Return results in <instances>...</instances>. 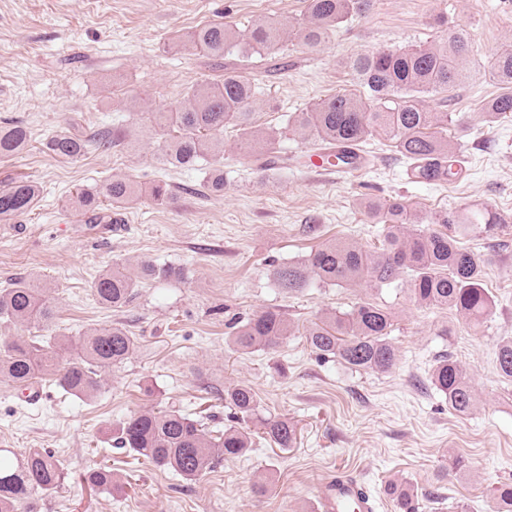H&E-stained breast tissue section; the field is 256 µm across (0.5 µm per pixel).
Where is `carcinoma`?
<instances>
[{
	"label": "carcinoma",
	"instance_id": "1",
	"mask_svg": "<svg viewBox=\"0 0 512 512\" xmlns=\"http://www.w3.org/2000/svg\"><path fill=\"white\" fill-rule=\"evenodd\" d=\"M372 0H306L301 17L291 32L310 54L324 50L339 25L367 13ZM286 33L282 21L269 17L241 32L222 22L195 30L188 49L212 57L237 52L243 57L268 54ZM475 47L462 28L450 30L427 46L397 50L357 52L345 68L366 90L361 96L342 92L325 97L309 108L288 116L285 129L323 150L322 160L344 168L361 164V143L382 135L408 162L407 173L423 183L452 184L462 178V168L451 143L448 125L451 113L428 105L441 91L465 82ZM489 75L505 92L482 105L488 123L512 118V40L499 46ZM258 100L256 84L231 71L223 78L201 80L166 112H153L146 135L162 139L157 161L170 169L203 170L205 186L212 194H224V168L212 162L210 150L224 142V131L239 132L247 156L261 168L275 153L277 135L263 134L252 122ZM127 142L135 148L139 140H126L110 130L62 131L44 142L54 155L77 160L96 148L109 149ZM28 126H0V157L22 153L31 146ZM41 194L38 182L19 178L0 187V219L28 214ZM142 198L141 186L126 177H114L90 188L76 190L74 211L97 224L112 223V207L130 205ZM367 216L384 224L381 248L370 253L347 238L321 245L305 259L273 269L272 280L280 291L300 292L315 282L322 285L347 283L375 288L399 279L411 298L422 307L448 308L474 324L493 309V299L482 287V265L471 252L460 247L457 234L478 225L464 213L440 210L427 217L444 230L408 229L419 220L397 201L366 205ZM181 272L142 260L135 272L115 267L99 274L91 291L99 305L117 310L127 307L144 281L175 279ZM0 318L37 329L28 338H6L0 342V381L17 389L32 385L43 376L52 377L67 393L89 399L103 388V375L126 361L136 339L119 324L94 328L84 335L57 336L56 313L49 302L47 285L37 276L20 279L0 289ZM394 325L392 314L370 302L313 321L303 336L312 352L336 358L350 370L385 373L398 360L397 348L388 336ZM292 334L291 322L281 312L264 310L232 326L228 345L251 353L272 349ZM496 368L501 378L512 382V339L498 344ZM431 385L448 401V410L468 415L478 395L462 365L450 354L439 357L429 374ZM224 404L240 421L211 434L201 421L179 410L137 412L119 422L113 443L138 460L159 470L173 471L189 481L208 472L214 462L244 456L251 449V428L282 450L295 447L297 427L281 417H267L260 410L254 388L240 382L224 388ZM65 479L63 463L40 448L17 455L0 448V512H35L33 494L52 491ZM93 488H112V470L100 465L84 475ZM396 512H418L416 496L405 485L391 481L385 486ZM494 512H512V484L494 489Z\"/></svg>",
	"mask_w": 512,
	"mask_h": 512
}]
</instances>
